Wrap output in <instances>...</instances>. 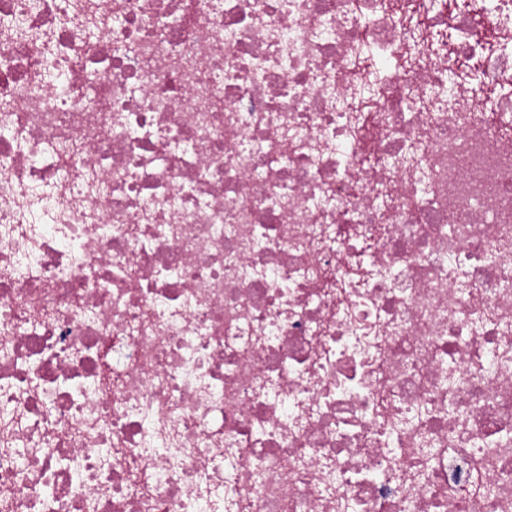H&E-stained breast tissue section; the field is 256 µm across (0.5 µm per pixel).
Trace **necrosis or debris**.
I'll return each mask as SVG.
<instances>
[{"label":"necrosis or debris","instance_id":"necrosis-or-debris-1","mask_svg":"<svg viewBox=\"0 0 512 512\" xmlns=\"http://www.w3.org/2000/svg\"><path fill=\"white\" fill-rule=\"evenodd\" d=\"M414 6L0 0V512H512V0Z\"/></svg>","mask_w":512,"mask_h":512}]
</instances>
